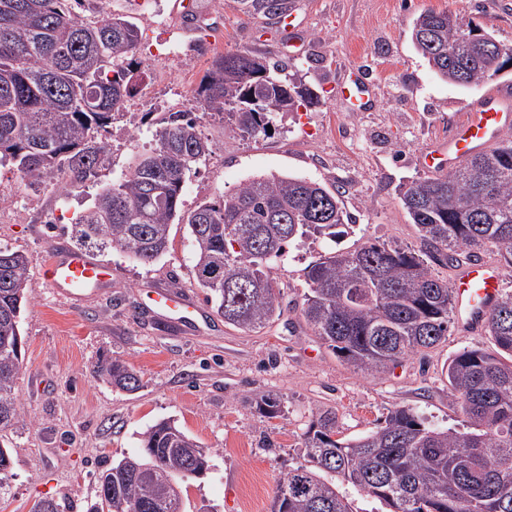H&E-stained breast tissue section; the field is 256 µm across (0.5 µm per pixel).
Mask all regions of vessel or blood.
Segmentation results:
<instances>
[{
    "instance_id": "b4317fda",
    "label": "vessel or blood",
    "mask_w": 512,
    "mask_h": 512,
    "mask_svg": "<svg viewBox=\"0 0 512 512\" xmlns=\"http://www.w3.org/2000/svg\"><path fill=\"white\" fill-rule=\"evenodd\" d=\"M374 86L360 69H352L336 84V98L353 111H367ZM512 131V87L499 85L473 103L434 145L423 162L425 170L444 172L459 160L481 152ZM43 279L51 292L73 302L88 300L112 286V268L89 252L69 248L52 255L43 267ZM504 271L490 262L467 263L452 280L453 313L464 331L478 328L486 310L500 296ZM148 306L159 313L194 325L197 307L182 292L170 288L149 290Z\"/></svg>"
}]
</instances>
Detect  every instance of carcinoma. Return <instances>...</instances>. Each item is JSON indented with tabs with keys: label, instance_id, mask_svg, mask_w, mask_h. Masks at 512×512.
<instances>
[{
	"label": "carcinoma",
	"instance_id": "obj_1",
	"mask_svg": "<svg viewBox=\"0 0 512 512\" xmlns=\"http://www.w3.org/2000/svg\"><path fill=\"white\" fill-rule=\"evenodd\" d=\"M66 2L0 0V165L8 163L30 184L56 178L71 191L98 177L109 145L97 133L137 94L149 64L138 56L140 32L131 17L113 14L107 0H99V18L88 22ZM240 5L250 17L277 20L294 0ZM478 30L448 10H424L410 37L441 80L466 86L506 63L473 36ZM194 94L201 115L176 110L155 119V147L138 156L122 180L101 187L73 219L71 239L149 265L168 251L171 223L179 219L188 226L206 302L224 323L260 330L281 313L273 266L292 243L336 238V228L351 222L342 207L346 189L290 174L254 176L183 213L185 177L209 155L202 117L257 138L276 129L283 103L317 107L321 96L289 78L288 63L249 48L216 57ZM401 202L419 250L366 243L330 253L306 271L300 317L336 358L372 376L447 339L452 291L432 266L458 267L490 245L512 269V140L410 182ZM27 273L22 252L0 248V467L11 463L3 442L19 420ZM486 328L493 348H464L445 370L450 396L469 419L467 430L433 428L400 405L375 430L335 439L336 412L325 410L304 436L308 465L280 479L272 512H351L338 481L391 512H512V292L488 311ZM92 373L121 391L141 387L136 372L116 359L98 360ZM210 457L211 449L162 420L143 433L140 454L99 473L107 485H97L87 512H131L135 504L144 512H186L184 500L168 491L167 477L191 466L207 470ZM145 461L154 467L149 481L135 475Z\"/></svg>",
	"mask_w": 512,
	"mask_h": 512
}]
</instances>
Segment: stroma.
Returning <instances> with one entry per match:
<instances>
[{
    "label": "stroma",
    "mask_w": 512,
    "mask_h": 512,
    "mask_svg": "<svg viewBox=\"0 0 512 512\" xmlns=\"http://www.w3.org/2000/svg\"><path fill=\"white\" fill-rule=\"evenodd\" d=\"M193 13L177 0H110L112 13L134 18L143 44L170 40V54L150 58L140 92L129 98L104 134L108 160L100 183L128 173L151 150L152 127L142 116L161 99L200 112L193 96L221 53L250 48L283 60L295 80L317 90L320 106L280 115L271 135L247 139L211 119L202 127L210 155L187 178L184 211L218 198L255 175L292 174L324 185L343 181L351 224L336 241L290 245L273 270L281 314L248 332L225 324L193 279V252L185 225L171 228L166 255L143 266L100 250L111 263L109 294L75 304L42 282L52 250L68 242L70 220L95 197L100 183L64 193L47 180L29 185L0 168V247L28 260L29 302L22 316L25 359L17 380L23 427L11 435L12 466L1 477L8 493L0 512H30L44 499L64 500L85 512L104 465L139 451L144 431L174 420L212 449V468L182 479L188 512H271L274 491L288 470L304 465L303 435L323 410L336 413L340 436L366 434L398 405L412 407L426 424L463 427L466 416L448 394L444 371L463 348H490L487 331H452L428 356L412 355L382 376L353 369L305 324L299 306L305 269L330 250L365 242L419 249L400 188L424 177L425 146L444 139L474 100L497 84L512 85V69L466 87L440 80L410 38L425 9L450 10L512 47V0H295L294 30L250 18L238 0H196ZM364 69L375 87L370 111L336 104L330 88L341 69ZM178 286L203 303L210 326H167L141 312L148 289ZM125 361L142 378L132 393L97 380L98 358ZM281 399L276 417L260 414L261 397Z\"/></svg>",
    "instance_id": "35a3bbf8"
}]
</instances>
